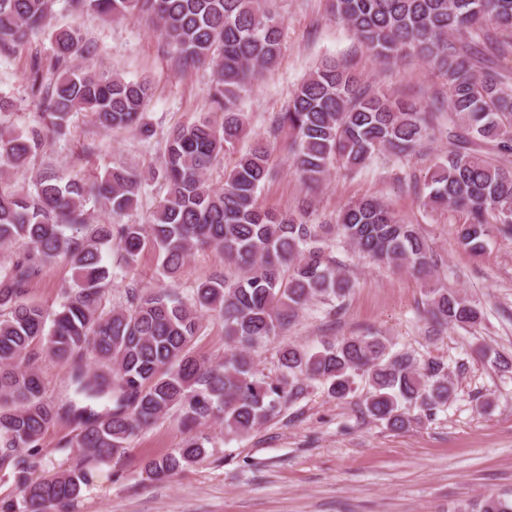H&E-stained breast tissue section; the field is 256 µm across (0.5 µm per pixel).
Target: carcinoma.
Masks as SVG:
<instances>
[{"label":"carcinoma","mask_w":512,"mask_h":512,"mask_svg":"<svg viewBox=\"0 0 512 512\" xmlns=\"http://www.w3.org/2000/svg\"><path fill=\"white\" fill-rule=\"evenodd\" d=\"M74 6L122 19L139 14L156 26L179 68L208 67L219 117L208 114L175 126L161 160L167 192L143 223L92 221L90 206L121 216L137 204L146 179L112 168L94 179L47 168L32 192L0 184V472L22 495L21 512H71L98 467L125 454L131 438L177 412L188 431L209 420L244 436L304 397L312 383L343 401L366 389L362 413L391 431L420 426L456 396L455 379L439 356L418 359L382 336H353L315 347H279V374H258L253 348L276 340L314 302L344 299L350 279L330 258L340 239L378 265L408 269L422 280L428 332L482 322L480 304L436 279L442 258L418 225L382 201L347 203L334 224L312 222L311 206L297 213L263 206L259 191L270 174L271 143L245 149L247 114L241 93L277 66L283 24L271 0H71ZM55 0H0V53L25 48L49 30L48 65L33 56L31 89L39 100L34 124L21 130L0 119V178L29 169L55 134L80 112L105 132L153 135L145 108L146 80H128L74 65L96 44L70 26L52 27ZM330 14L377 61L418 58L437 71L445 91L430 105L372 90L345 63L322 60L274 117L271 134L288 129L292 165L310 185L337 168L353 174L380 153L404 158L436 133L448 151L428 173L423 205L460 215L458 244L474 255L498 234L512 236V85L493 67L481 43L496 29L512 30V0H330ZM235 155L224 184L204 179L214 162ZM135 266L152 251L158 272L174 281L199 249L224 256L228 274L201 280L187 300L174 288L129 283L125 305L107 307V246ZM62 261L75 286L50 312L28 298V285L49 263ZM215 313L231 345L224 361L208 364L193 351L201 317ZM69 365L65 398L46 396L35 347ZM477 355L503 373L512 358ZM93 357L97 368L86 363ZM102 400L112 406L99 411ZM78 422L61 449L76 462L42 477L38 443L58 420ZM191 435L154 457L142 479H172L209 455ZM29 448L28 454L17 452ZM480 512H512V499L486 496Z\"/></svg>","instance_id":"cac0c4a2"}]
</instances>
